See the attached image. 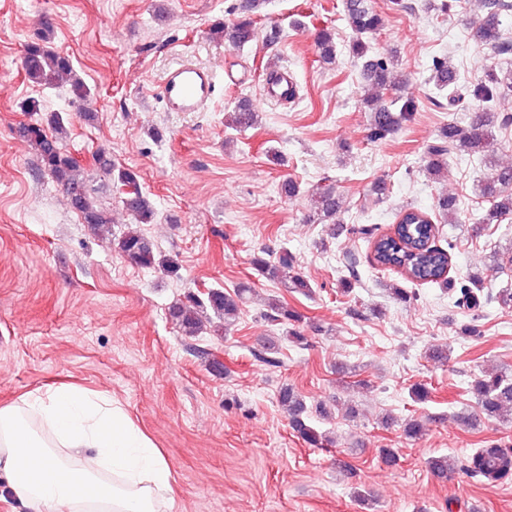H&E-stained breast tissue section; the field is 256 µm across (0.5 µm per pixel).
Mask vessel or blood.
Returning a JSON list of instances; mask_svg holds the SVG:
<instances>
[{
	"label": "vessel or blood",
	"instance_id": "b4317fda",
	"mask_svg": "<svg viewBox=\"0 0 512 512\" xmlns=\"http://www.w3.org/2000/svg\"><path fill=\"white\" fill-rule=\"evenodd\" d=\"M287 71L267 74L262 95L269 100L287 101L295 92ZM217 82L214 70L183 61L172 67L164 77L157 93L163 106L172 112H201L216 95Z\"/></svg>",
	"mask_w": 512,
	"mask_h": 512
}]
</instances>
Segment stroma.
I'll return each mask as SVG.
<instances>
[{"label": "stroma", "instance_id": "obj_1", "mask_svg": "<svg viewBox=\"0 0 512 512\" xmlns=\"http://www.w3.org/2000/svg\"><path fill=\"white\" fill-rule=\"evenodd\" d=\"M238 2L0 0V404L63 384L112 397L162 450L175 512H512V481L441 479L428 467L442 453L461 458L493 441L512 446V423L484 415L470 391L485 373L512 374V305L497 299L512 283V267L495 269L512 251V221H477L493 165L512 164V122L496 127L488 152L450 156L446 176L425 170L426 147L442 127L469 126L482 113L476 102L441 107L429 82L434 60L475 79L488 67L512 68V53L481 39L479 0H447L444 11L431 0H371L383 26L365 40L373 55L395 57L398 92L417 105L412 121L374 142L362 102L367 88L348 53L344 0H267L255 42L236 48L210 40L209 26L233 20ZM45 18L54 47L71 55L91 90L94 122L79 118L64 91L24 79V48ZM322 27L336 36L332 65L321 62L314 42ZM183 59L219 73L233 66L247 82L221 87L206 111H164L157 85ZM274 64L293 76L294 103L262 99ZM244 97L261 123L237 131L226 117ZM31 98L67 119L66 149L109 202L114 235L129 218L92 154L105 148L116 165L139 174L156 209L141 230L178 260L179 277L129 264L82 223L18 134ZM288 179L301 187L296 196L281 191ZM380 181L389 192L369 204ZM327 186L339 200L337 222L384 228L404 206L434 215L440 198L454 197L458 221L440 224L436 238L452 249L450 288L415 284L413 301L397 300L389 286L400 276L376 268L368 242L310 221L311 195ZM283 247L310 281V295L252 265L254 253ZM472 274L490 298L474 339L463 333L472 320L454 297ZM242 286L252 293L230 332L188 338L168 319L187 293ZM271 298L301 315L303 343L264 318ZM268 336L280 345L276 367L254 356ZM433 344L449 347L447 363L426 357ZM211 354L221 370L211 368ZM419 383L429 397L416 403L409 389ZM285 386L309 412H328L322 428L334 445L315 448L294 432L278 400ZM463 414L476 425L460 422ZM386 416L391 425H383ZM413 416L425 426L416 440L403 434ZM383 448L397 449L396 465L382 463Z\"/></svg>", "mask_w": 512, "mask_h": 512}]
</instances>
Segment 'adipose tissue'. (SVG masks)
I'll list each match as a JSON object with an SVG mask.
<instances>
[{
    "mask_svg": "<svg viewBox=\"0 0 512 512\" xmlns=\"http://www.w3.org/2000/svg\"><path fill=\"white\" fill-rule=\"evenodd\" d=\"M0 482L27 512H173L161 451L117 401L73 386L0 405Z\"/></svg>",
    "mask_w": 512,
    "mask_h": 512,
    "instance_id": "ef3b65f1",
    "label": "adipose tissue"
}]
</instances>
